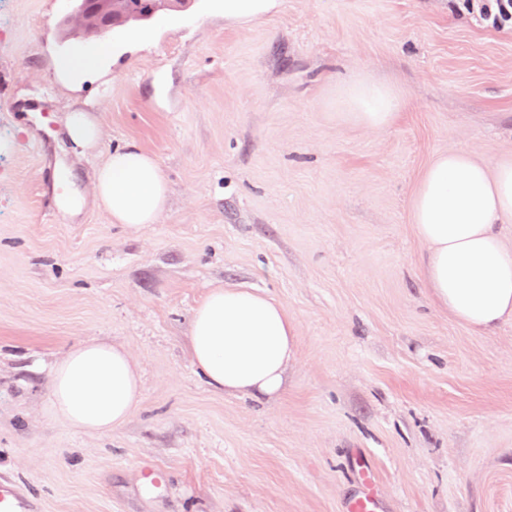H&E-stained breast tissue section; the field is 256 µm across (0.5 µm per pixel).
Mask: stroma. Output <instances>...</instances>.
I'll use <instances>...</instances> for the list:
<instances>
[{"label":"stroma","mask_w":512,"mask_h":512,"mask_svg":"<svg viewBox=\"0 0 512 512\" xmlns=\"http://www.w3.org/2000/svg\"><path fill=\"white\" fill-rule=\"evenodd\" d=\"M103 42L62 0H0V478L38 512H349L367 489L375 512H512V323L480 335L431 301L410 211L435 154L512 159V29L467 0H190L114 36L84 149L52 61ZM359 74L399 89L388 128L338 119ZM130 144L171 190L153 224L90 203ZM63 194L89 203L67 218ZM235 286L296 327L276 397L192 363L194 309ZM89 338L141 376L108 435L45 411ZM65 129L69 140L76 145L89 146L97 137L96 125L83 109L69 112Z\"/></svg>","instance_id":"1"}]
</instances>
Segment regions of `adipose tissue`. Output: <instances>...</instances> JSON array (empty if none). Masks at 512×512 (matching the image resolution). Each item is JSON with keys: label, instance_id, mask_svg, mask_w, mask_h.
I'll use <instances>...</instances> for the list:
<instances>
[{"label": "adipose tissue", "instance_id": "obj_1", "mask_svg": "<svg viewBox=\"0 0 512 512\" xmlns=\"http://www.w3.org/2000/svg\"><path fill=\"white\" fill-rule=\"evenodd\" d=\"M337 97L345 121L380 130L398 105L393 86L358 76ZM169 186L157 161L134 146L115 150L98 171L90 203L116 224H152ZM63 200L77 214L88 203ZM411 219L425 244L421 270L433 301L478 334L512 321V247L500 234L512 222V160L487 163L465 151L434 156L411 198ZM296 331L283 308L251 288H215L194 309L189 345L207 383L228 395L274 396L285 384ZM141 403L136 363L121 345L93 338L52 366L48 411L62 424L102 435L123 427Z\"/></svg>", "mask_w": 512, "mask_h": 512}]
</instances>
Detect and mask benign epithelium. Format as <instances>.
<instances>
[{
	"label": "benign epithelium",
	"instance_id": "1",
	"mask_svg": "<svg viewBox=\"0 0 512 512\" xmlns=\"http://www.w3.org/2000/svg\"><path fill=\"white\" fill-rule=\"evenodd\" d=\"M172 0H69L64 21L76 19L88 32L108 35L118 28H132L148 21Z\"/></svg>",
	"mask_w": 512,
	"mask_h": 512
}]
</instances>
